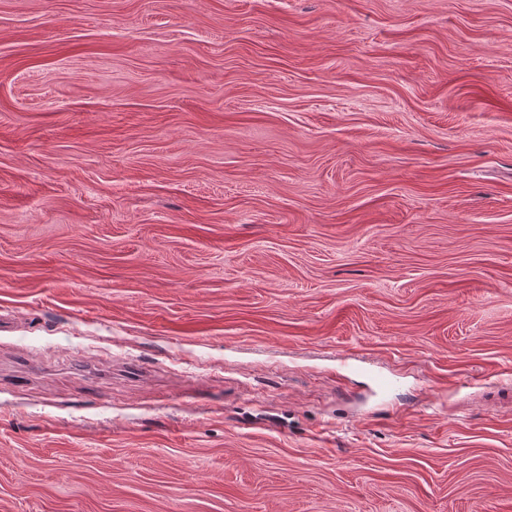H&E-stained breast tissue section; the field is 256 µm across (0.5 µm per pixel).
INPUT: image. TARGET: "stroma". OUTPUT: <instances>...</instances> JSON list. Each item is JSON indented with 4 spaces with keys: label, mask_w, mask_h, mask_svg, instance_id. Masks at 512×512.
Listing matches in <instances>:
<instances>
[{
    "label": "stroma",
    "mask_w": 512,
    "mask_h": 512,
    "mask_svg": "<svg viewBox=\"0 0 512 512\" xmlns=\"http://www.w3.org/2000/svg\"><path fill=\"white\" fill-rule=\"evenodd\" d=\"M0 512H512V0H0Z\"/></svg>",
    "instance_id": "1"
}]
</instances>
